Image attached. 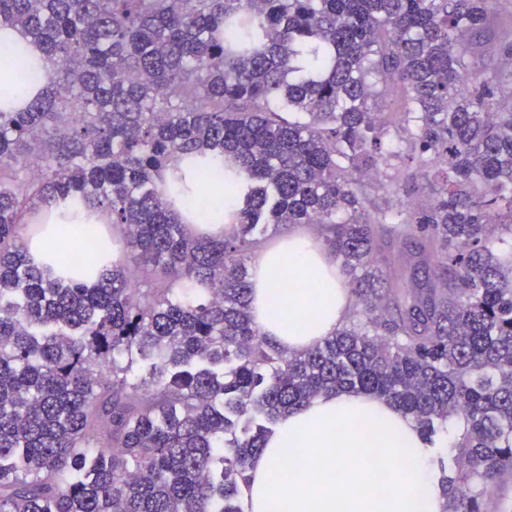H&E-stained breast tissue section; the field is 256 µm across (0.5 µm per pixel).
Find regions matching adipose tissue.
<instances>
[{"label": "adipose tissue", "mask_w": 512, "mask_h": 512, "mask_svg": "<svg viewBox=\"0 0 512 512\" xmlns=\"http://www.w3.org/2000/svg\"><path fill=\"white\" fill-rule=\"evenodd\" d=\"M11 50L32 67L21 84ZM50 64L19 28L0 23V111L27 109L45 87ZM43 224L66 225L76 240L98 235L107 211L81 197L37 205ZM251 313L260 330L290 353L306 351L342 326L351 293L336 260L312 234L295 233L251 260ZM434 448L393 404L356 393L326 394L280 418L244 489L245 512H442V474ZM410 469H400L402 461Z\"/></svg>", "instance_id": "1"}]
</instances>
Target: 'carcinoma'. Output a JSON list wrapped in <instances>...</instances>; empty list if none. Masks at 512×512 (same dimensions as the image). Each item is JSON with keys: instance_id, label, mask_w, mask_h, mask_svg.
Segmentation results:
<instances>
[{"instance_id": "1", "label": "carcinoma", "mask_w": 512, "mask_h": 512, "mask_svg": "<svg viewBox=\"0 0 512 512\" xmlns=\"http://www.w3.org/2000/svg\"><path fill=\"white\" fill-rule=\"evenodd\" d=\"M491 0H0L52 65L0 112V512H243L274 425L325 393L393 403L433 440L464 421L443 512L512 475V34ZM224 158L219 238L165 176ZM374 180L405 197L372 202ZM80 195L137 270L94 283L24 213ZM310 224L361 305L288 354L255 325L247 262ZM431 275L400 288L380 234Z\"/></svg>"}]
</instances>
